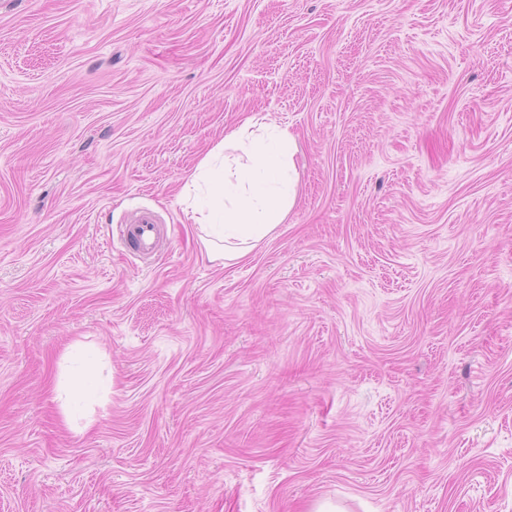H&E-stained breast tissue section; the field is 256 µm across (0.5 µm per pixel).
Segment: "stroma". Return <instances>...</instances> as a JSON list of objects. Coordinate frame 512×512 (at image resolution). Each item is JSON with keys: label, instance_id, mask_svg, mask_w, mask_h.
<instances>
[{"label": "stroma", "instance_id": "35a3bbf8", "mask_svg": "<svg viewBox=\"0 0 512 512\" xmlns=\"http://www.w3.org/2000/svg\"><path fill=\"white\" fill-rule=\"evenodd\" d=\"M251 114L296 202L226 266ZM325 498L512 512V0H0V512ZM246 117L201 160L185 190L205 181L208 201L191 206L208 256L230 265L244 259L282 224L295 203V137L287 127ZM223 226L220 242L212 236ZM130 227L131 233L134 234V239L131 235L130 239L136 251L144 257L155 255L161 245V229L153 214L149 211L139 212L135 220L129 224L128 229Z\"/></svg>", "mask_w": 512, "mask_h": 512}]
</instances>
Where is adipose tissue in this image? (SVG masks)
<instances>
[{
    "label": "adipose tissue",
    "instance_id": "obj_1",
    "mask_svg": "<svg viewBox=\"0 0 512 512\" xmlns=\"http://www.w3.org/2000/svg\"><path fill=\"white\" fill-rule=\"evenodd\" d=\"M296 152L287 128L249 116L201 160L188 186H205L208 200L187 216L211 259L240 261L283 223L296 198Z\"/></svg>",
    "mask_w": 512,
    "mask_h": 512
}]
</instances>
